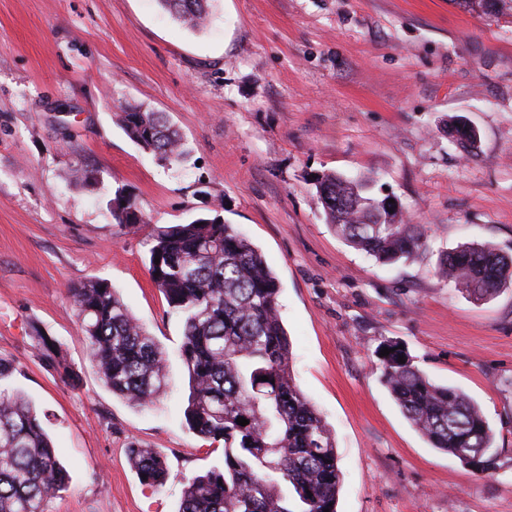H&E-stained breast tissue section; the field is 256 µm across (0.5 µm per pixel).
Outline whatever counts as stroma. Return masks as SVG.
Masks as SVG:
<instances>
[{
    "label": "stroma",
    "instance_id": "35a3bbf8",
    "mask_svg": "<svg viewBox=\"0 0 512 512\" xmlns=\"http://www.w3.org/2000/svg\"><path fill=\"white\" fill-rule=\"evenodd\" d=\"M121 98L166 113L188 163L134 144ZM78 166L97 181L71 182ZM328 171L377 177L427 250L387 267L351 247L316 199ZM119 189L148 223L113 224ZM214 216L278 279L293 377L336 437L338 512H512V284L479 302L438 268L467 243L512 255V24L453 0H214L195 32L155 0H0V358L70 475L46 512H177L188 482L223 466L185 422L182 319L147 272L157 228ZM91 278L168 355L149 407L113 396L90 361L68 288ZM387 340L480 406L496 469L475 475L403 416L380 380ZM134 446L164 457L162 485L130 468ZM35 339L37 340L38 346L48 360L57 363L62 366V378L64 381L72 386L77 384V376H75L68 367L62 363L61 349L58 343L50 336H43L41 333L36 334ZM48 342H51V346H48Z\"/></svg>",
    "mask_w": 512,
    "mask_h": 512
}]
</instances>
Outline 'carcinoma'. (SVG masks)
<instances>
[{
  "label": "carcinoma",
  "instance_id": "carcinoma-1",
  "mask_svg": "<svg viewBox=\"0 0 512 512\" xmlns=\"http://www.w3.org/2000/svg\"><path fill=\"white\" fill-rule=\"evenodd\" d=\"M156 2L190 29L209 23L211 0ZM454 2L470 13L512 17V0ZM117 117L158 164L188 159L189 148L163 113L122 103ZM314 186L328 223L377 262L406 263L426 250L420 225L407 223L390 196H375L373 179L330 171ZM111 212L124 229L147 223V217L131 215L129 198L119 191ZM439 265L459 290L478 300L512 283V256L490 243L446 252ZM148 272L182 315L179 357L190 382L186 424L203 440L224 443V468L191 479L178 512H337L335 436L291 376L279 282L263 255L234 225L200 217L156 232ZM69 296L104 384L132 406L153 403L166 386V352L107 283L75 284ZM35 339L44 357L62 366L64 381L76 385L58 343L40 333ZM386 347L392 352L381 357V381L416 430L457 459L466 448H483L480 459L464 464L478 475L494 469L495 437L480 408L462 392L431 381L398 343ZM14 370L0 359V512H46L47 499L66 488L68 472L32 403L4 386ZM239 417L249 424L239 425ZM129 462L144 483L161 484L165 463L153 449H129Z\"/></svg>",
  "mask_w": 512,
  "mask_h": 512
}]
</instances>
